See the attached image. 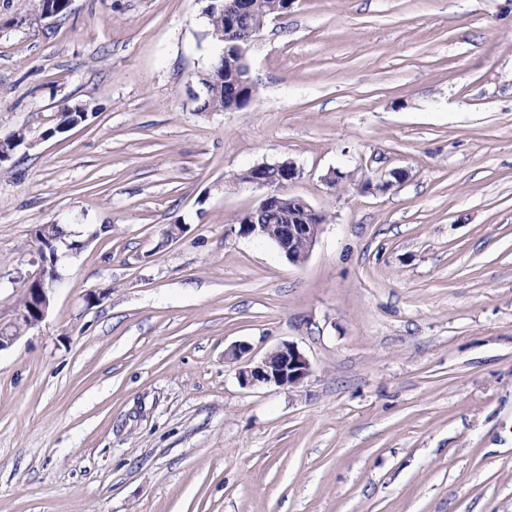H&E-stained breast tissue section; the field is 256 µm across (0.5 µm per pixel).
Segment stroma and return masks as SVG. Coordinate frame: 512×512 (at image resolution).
<instances>
[{
    "label": "stroma",
    "mask_w": 512,
    "mask_h": 512,
    "mask_svg": "<svg viewBox=\"0 0 512 512\" xmlns=\"http://www.w3.org/2000/svg\"><path fill=\"white\" fill-rule=\"evenodd\" d=\"M211 2L0 0V136L89 112L0 162V331L79 244L0 350V512H512V0H295L200 112ZM286 159L301 265L237 234ZM288 342L296 390L224 356ZM43 243L40 246V240L34 239L37 262L40 264V272L28 278L27 293L25 292V304L22 305L18 314V323L29 329L39 325L48 316L53 302V295L56 289V281L59 274L56 271L58 260V245L56 241L48 236L41 237ZM23 298V300H24Z\"/></svg>",
    "instance_id": "obj_1"
}]
</instances>
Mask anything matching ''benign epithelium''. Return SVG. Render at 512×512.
<instances>
[{
	"mask_svg": "<svg viewBox=\"0 0 512 512\" xmlns=\"http://www.w3.org/2000/svg\"><path fill=\"white\" fill-rule=\"evenodd\" d=\"M301 178V169L287 159L273 164L254 165L242 182L264 190L255 207L246 211L248 223L238 227L241 237H262L273 242L293 264H301L310 256L323 230L321 213L303 198L289 192V187ZM279 210L285 224H263L256 215L265 209ZM58 245L44 236L36 249L40 272L27 279L25 304L18 314V323L29 329L48 316L59 274L56 271ZM312 375V365L306 355L292 343L269 352L259 362L241 368L239 378L244 386L275 385L297 388Z\"/></svg>",
	"mask_w": 512,
	"mask_h": 512,
	"instance_id": "obj_1",
	"label": "benign epithelium"
}]
</instances>
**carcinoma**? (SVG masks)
I'll use <instances>...</instances> for the list:
<instances>
[{"mask_svg": "<svg viewBox=\"0 0 512 512\" xmlns=\"http://www.w3.org/2000/svg\"><path fill=\"white\" fill-rule=\"evenodd\" d=\"M70 0H37L36 8L44 18L49 13L62 15L67 12ZM241 14L232 22L224 16L223 0H214V6L207 10L211 36L222 43L223 56L213 61L199 76V84L206 96L198 107L201 112L222 111L231 107L241 109L258 96L257 88L250 84L244 101L236 100L237 81L246 78L247 68L235 46L237 27L254 29L265 25L274 15H285L289 11L288 0H240Z\"/></svg>", "mask_w": 512, "mask_h": 512, "instance_id": "cac0c4a2", "label": "carcinoma"}]
</instances>
